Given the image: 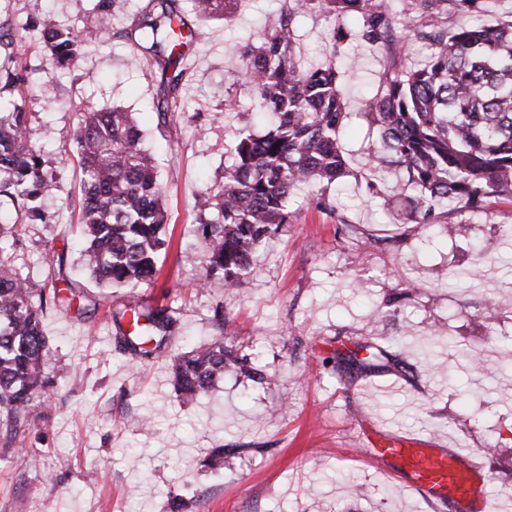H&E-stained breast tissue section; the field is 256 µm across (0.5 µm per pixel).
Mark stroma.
<instances>
[{
    "instance_id": "1",
    "label": "stroma",
    "mask_w": 512,
    "mask_h": 512,
    "mask_svg": "<svg viewBox=\"0 0 512 512\" xmlns=\"http://www.w3.org/2000/svg\"><path fill=\"white\" fill-rule=\"evenodd\" d=\"M147 3L129 0L125 13L107 17L103 39L67 68L31 25L79 27L98 0H0V22L23 28L16 52L34 70L23 91H0V107L25 102L56 178L42 219L27 221L10 252L36 287L50 274L47 257H62L57 287L68 300L43 317L54 392L36 400L22 444L0 447V512H167L174 496L187 512H476L404 492L398 469L380 473L361 440L376 429L479 456L494 512H512V201L409 223L393 171L367 168L376 134L359 100L378 91L382 68L357 44L361 67L345 79L350 118L340 137L350 174L335 188V211L297 190L288 224L259 244L240 287L205 280L195 225L209 212L206 190L222 182L237 135L270 124L236 80L237 50L259 40L278 0H240L207 21L180 0L202 36L187 53L174 117L148 50L120 36ZM296 29L304 65L324 62L326 22L303 12ZM231 99L238 111H226ZM115 106L133 114L166 187L168 245L155 283L134 289L99 286L81 264L77 114ZM161 304L178 319L166 349L153 359L119 352L132 308ZM219 304L239 356L263 378L228 372L204 396L177 397L170 360L212 337ZM398 336V364L340 379L342 344ZM382 380L399 381L404 394L369 393ZM147 413L149 432L138 425ZM219 446L236 449L233 469L208 465Z\"/></svg>"
}]
</instances>
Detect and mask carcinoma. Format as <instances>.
I'll use <instances>...</instances> for the list:
<instances>
[{
    "label": "carcinoma",
    "instance_id": "carcinoma-1",
    "mask_svg": "<svg viewBox=\"0 0 512 512\" xmlns=\"http://www.w3.org/2000/svg\"><path fill=\"white\" fill-rule=\"evenodd\" d=\"M238 0H195L196 15L220 18ZM258 44L239 48L240 86L274 114L261 135L239 137L224 182L210 188L214 213L197 221L203 243L205 279L228 288L253 271L262 239L288 223L294 189L318 188L316 207L332 210L326 192L347 174L339 146L346 111L343 78L354 59L355 40L382 55L384 91L365 100L362 112L377 133L375 167L405 171L409 220L431 224L442 203L474 212L495 199H512V19L494 26L473 24L497 0H279ZM301 11L332 20L325 62L306 67L299 60L295 18ZM455 22L448 24V19ZM99 16L78 30L40 24L39 40L65 67L95 40ZM201 31L188 25L178 0H150L140 22L123 33L135 44L150 43L154 65L177 87L186 50ZM17 33L0 27V90L30 83L33 70L15 58ZM428 48L420 65L401 54V38ZM24 105L0 112V195L17 205L16 222L0 224V238L19 242L20 221L41 216L36 201L55 190L45 169ZM82 173L81 228L88 239L83 262L102 286L149 284L166 245L165 188L132 113L122 109L82 111L74 138ZM65 300L53 287L34 289L0 246V440L16 443L31 423L34 402L54 382L47 372L49 339L43 315ZM216 334L205 344L174 357L173 385L193 399L224 378L235 365L254 377L245 359L224 345V314L214 312ZM177 318L167 307L132 314L133 329L119 346L151 358L167 344ZM368 356L354 358L363 370L384 354L366 342Z\"/></svg>",
    "mask_w": 512,
    "mask_h": 512
}]
</instances>
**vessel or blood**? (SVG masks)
Returning <instances> with one entry per match:
<instances>
[{"label":"vessel or blood","instance_id":"vessel-or-blood-1","mask_svg":"<svg viewBox=\"0 0 512 512\" xmlns=\"http://www.w3.org/2000/svg\"><path fill=\"white\" fill-rule=\"evenodd\" d=\"M370 456L380 469L398 462L407 480L405 489L418 493L428 501H460L476 493L475 478L481 468L476 463L462 465L457 455L432 448H373Z\"/></svg>","mask_w":512,"mask_h":512}]
</instances>
